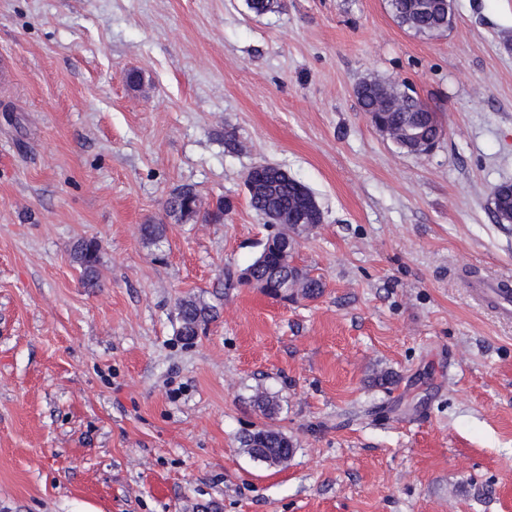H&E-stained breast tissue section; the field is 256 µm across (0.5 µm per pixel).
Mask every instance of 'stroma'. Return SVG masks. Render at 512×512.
Returning <instances> with one entry per match:
<instances>
[{
  "label": "stroma",
  "instance_id": "35a3bbf8",
  "mask_svg": "<svg viewBox=\"0 0 512 512\" xmlns=\"http://www.w3.org/2000/svg\"><path fill=\"white\" fill-rule=\"evenodd\" d=\"M452 9L430 37L387 0H0V512H512V315L475 296L512 287V0ZM371 78L437 113L434 153L371 126ZM261 163L322 211L316 299L225 280L270 232ZM183 184L223 223L167 218ZM270 428L287 466L240 448ZM74 262L82 272V282L87 288L98 287L99 244L95 241L78 242L72 250ZM178 316L181 322V336L191 341L198 336V329L214 319V309L204 301L187 299L179 303Z\"/></svg>",
  "mask_w": 512,
  "mask_h": 512
}]
</instances>
